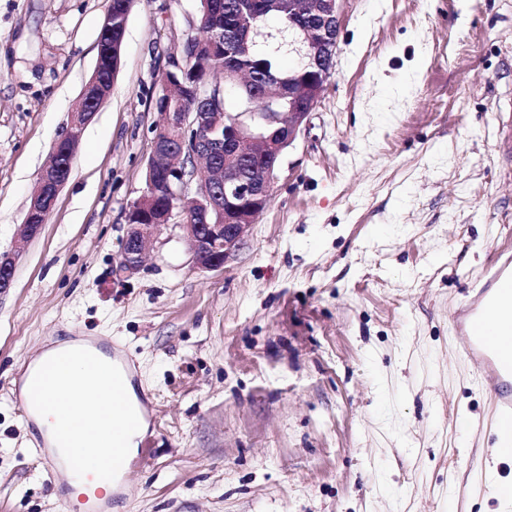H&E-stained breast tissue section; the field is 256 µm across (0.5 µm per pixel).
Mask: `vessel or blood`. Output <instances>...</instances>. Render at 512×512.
<instances>
[{"instance_id":"vessel-or-blood-1","label":"vessel or blood","mask_w":512,"mask_h":512,"mask_svg":"<svg viewBox=\"0 0 512 512\" xmlns=\"http://www.w3.org/2000/svg\"><path fill=\"white\" fill-rule=\"evenodd\" d=\"M454 331L463 338V356L487 379L494 396L498 453L512 463V255L496 254L484 281L470 288L458 308ZM53 378L40 380L14 401L21 411L44 403L56 386ZM78 424L60 427V439L70 442L68 466L74 476L92 481L102 476L101 467L89 464L75 447Z\"/></svg>"}]
</instances>
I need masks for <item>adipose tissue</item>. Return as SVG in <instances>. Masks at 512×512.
<instances>
[{"label":"adipose tissue","mask_w":512,"mask_h":512,"mask_svg":"<svg viewBox=\"0 0 512 512\" xmlns=\"http://www.w3.org/2000/svg\"><path fill=\"white\" fill-rule=\"evenodd\" d=\"M68 353L72 360L63 372L64 387L47 404L37 409L32 420L39 433L48 442L54 456H61L62 443L56 429L62 417L80 418L87 425L79 437L88 453H95L112 436L113 427L124 424L125 416H132L138 423L135 430L126 433L124 447L127 455H134L142 435L146 431L143 407L134 386L126 388V410L117 414L105 392V381L112 367V352L104 345H90L83 339H68L52 343L38 358L32 361L21 377L22 388H29L41 378L43 368L58 354Z\"/></svg>","instance_id":"1"}]
</instances>
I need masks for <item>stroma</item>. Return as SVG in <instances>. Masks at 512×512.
<instances>
[{"instance_id": "35a3bbf8", "label": "stroma", "mask_w": 512, "mask_h": 512, "mask_svg": "<svg viewBox=\"0 0 512 512\" xmlns=\"http://www.w3.org/2000/svg\"><path fill=\"white\" fill-rule=\"evenodd\" d=\"M107 0H0V512L67 480L12 395L44 347L100 339L135 372L140 461L109 512H512L493 405L455 312L512 251V0H344L334 73L224 268L180 231L113 284L168 55L200 0H133L112 93L36 238L37 176L97 61Z\"/></svg>"}]
</instances>
